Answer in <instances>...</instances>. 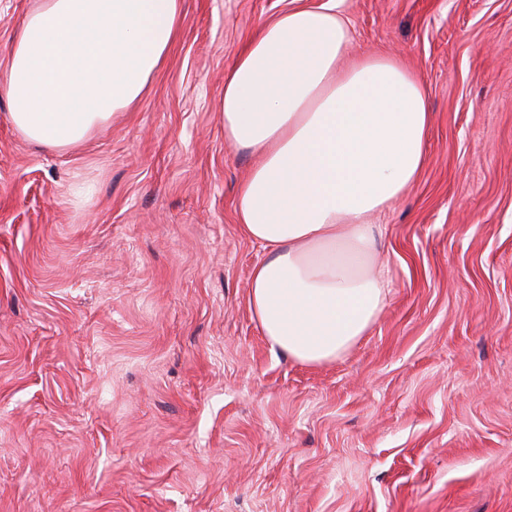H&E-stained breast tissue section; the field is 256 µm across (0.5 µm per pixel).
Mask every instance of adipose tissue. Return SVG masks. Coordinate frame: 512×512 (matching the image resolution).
<instances>
[{
	"label": "adipose tissue",
	"mask_w": 512,
	"mask_h": 512,
	"mask_svg": "<svg viewBox=\"0 0 512 512\" xmlns=\"http://www.w3.org/2000/svg\"><path fill=\"white\" fill-rule=\"evenodd\" d=\"M180 0H38L0 74L7 119L53 149L82 143L146 92L176 41ZM336 0L260 26L224 79V137L254 164L239 230L264 250L247 303L272 350L336 361L378 319V220L427 160L426 90L403 63L349 57Z\"/></svg>",
	"instance_id": "obj_1"
}]
</instances>
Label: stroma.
Instances as JSON below:
<instances>
[{
  "label": "stroma",
  "instance_id": "stroma-1",
  "mask_svg": "<svg viewBox=\"0 0 512 512\" xmlns=\"http://www.w3.org/2000/svg\"><path fill=\"white\" fill-rule=\"evenodd\" d=\"M322 2L182 0L147 92L72 148L0 96V512H512V0H339L431 124L382 313L303 365L247 306L219 105L260 26Z\"/></svg>",
  "mask_w": 512,
  "mask_h": 512
}]
</instances>
